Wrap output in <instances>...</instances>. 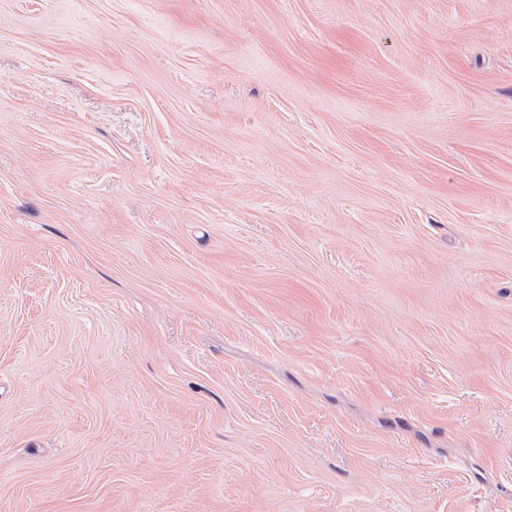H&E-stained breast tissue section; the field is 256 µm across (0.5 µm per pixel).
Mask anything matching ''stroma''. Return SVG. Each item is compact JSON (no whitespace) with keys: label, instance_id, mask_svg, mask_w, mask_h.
Returning <instances> with one entry per match:
<instances>
[{"label":"stroma","instance_id":"stroma-1","mask_svg":"<svg viewBox=\"0 0 512 512\" xmlns=\"http://www.w3.org/2000/svg\"><path fill=\"white\" fill-rule=\"evenodd\" d=\"M0 512H512V0H0Z\"/></svg>","mask_w":512,"mask_h":512}]
</instances>
